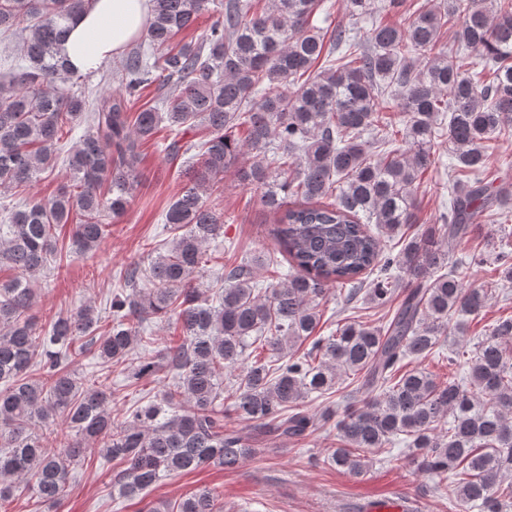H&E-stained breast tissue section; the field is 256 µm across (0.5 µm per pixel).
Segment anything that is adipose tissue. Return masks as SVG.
<instances>
[{"label":"adipose tissue","mask_w":512,"mask_h":512,"mask_svg":"<svg viewBox=\"0 0 512 512\" xmlns=\"http://www.w3.org/2000/svg\"><path fill=\"white\" fill-rule=\"evenodd\" d=\"M151 0H88L61 43V54L74 74L96 71L140 36Z\"/></svg>","instance_id":"ef3b65f1"}]
</instances>
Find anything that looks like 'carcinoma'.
<instances>
[{"instance_id": "carcinoma-1", "label": "carcinoma", "mask_w": 512, "mask_h": 512, "mask_svg": "<svg viewBox=\"0 0 512 512\" xmlns=\"http://www.w3.org/2000/svg\"><path fill=\"white\" fill-rule=\"evenodd\" d=\"M86 0H0V28L25 34L21 53L0 57V188L27 186L54 167L66 124L88 130L72 147L63 184L29 200L0 225V262L15 276L0 283V502L22 485L41 503L62 497L71 466L96 447L112 460V495L134 498L163 478L205 466L227 470L255 453L224 427L223 414L275 438L302 439L316 426L304 406L341 374L367 392L344 405L327 461L362 474L369 455L405 436L417 468L441 480L458 512H512V316L497 319L469 357V387L439 382L422 368L441 338L459 336L456 316H477L493 297L466 288L448 266L450 240L462 242L480 217L512 220V190L493 186L487 162L496 138L512 135V0H422L401 23L363 35L312 25L323 0H153L142 40L110 75L118 92L94 111L67 86L59 46ZM405 0H344L354 18L397 12ZM211 10L197 39H177ZM157 84L163 96L130 117V100ZM398 108L401 127L379 136L381 113ZM166 127L169 155L190 154L184 186L164 214L173 236L148 270L131 266L104 319L88 302L39 324L31 283L61 260L70 225L72 253H96L137 186L139 145ZM200 127L206 138L185 141ZM446 135L455 163L448 217L393 254L374 224L395 233L416 223V190ZM234 171L253 204L275 215L268 234L288 262L257 287L254 267H224L202 290L207 245L224 233V212L209 191ZM497 285L512 282V250L495 256ZM378 272L368 300L384 305L397 271L408 290L388 323L347 321L317 336L319 300L332 288L351 301L364 275ZM174 320L181 342L142 357L132 377L165 369L162 404L138 405L112 420L106 392L68 367L92 354L104 368L154 344L148 325ZM311 341L310 349L300 346ZM236 373L224 405V375ZM61 419L72 436L59 451L43 433ZM220 497L199 489L151 512H219Z\"/></svg>"}]
</instances>
